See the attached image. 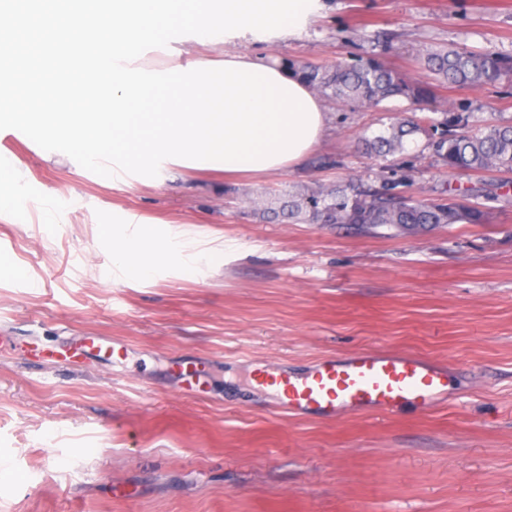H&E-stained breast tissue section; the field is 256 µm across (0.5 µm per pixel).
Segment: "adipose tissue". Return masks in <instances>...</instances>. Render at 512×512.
<instances>
[{
    "label": "adipose tissue",
    "mask_w": 512,
    "mask_h": 512,
    "mask_svg": "<svg viewBox=\"0 0 512 512\" xmlns=\"http://www.w3.org/2000/svg\"><path fill=\"white\" fill-rule=\"evenodd\" d=\"M318 0H112L97 24L115 48L109 59L111 124L95 136L78 121L42 132L45 160L78 162L80 170L153 176L162 164L227 175H268L299 166L326 127L322 104L298 73L270 56L225 53L223 61L194 59L163 69L151 52L174 54L194 32L223 39L260 31L292 34L316 12ZM54 202L26 187L24 166L10 162L0 176V220L23 211L47 223ZM112 275L148 282L168 265L201 278L221 268L223 245L210 246L186 227L117 217L102 239Z\"/></svg>",
    "instance_id": "adipose-tissue-1"
}]
</instances>
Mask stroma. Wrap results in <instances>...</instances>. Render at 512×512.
Instances as JSON below:
<instances>
[{"mask_svg": "<svg viewBox=\"0 0 512 512\" xmlns=\"http://www.w3.org/2000/svg\"><path fill=\"white\" fill-rule=\"evenodd\" d=\"M293 35L223 42L197 35L182 59L262 53L298 65L379 55L417 76L421 48L512 55V0H319ZM326 132L297 168L224 178L172 166L156 180L76 174L15 129L0 154L52 194L56 228L0 222V512H512V173L453 175L410 137L396 162L429 197L495 185L483 224L412 234L381 226L287 224L253 200L286 188L369 180L358 148L403 99L325 100ZM440 111L512 122V77L454 87ZM188 225L223 241V267L196 280L161 270L111 281L101 247L113 211ZM99 337L67 362L31 356ZM361 349L411 352L448 368L434 408L336 420L280 412L261 372H308Z\"/></svg>", "mask_w": 512, "mask_h": 512, "instance_id": "stroma-1", "label": "stroma"}]
</instances>
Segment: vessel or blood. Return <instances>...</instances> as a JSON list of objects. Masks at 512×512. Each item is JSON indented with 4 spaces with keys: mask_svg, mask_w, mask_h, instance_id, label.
<instances>
[{
    "mask_svg": "<svg viewBox=\"0 0 512 512\" xmlns=\"http://www.w3.org/2000/svg\"><path fill=\"white\" fill-rule=\"evenodd\" d=\"M262 383L278 387L286 412L333 420L349 412L403 405L429 409L447 394L448 373L411 353L363 350L341 362L323 359L302 377L270 374Z\"/></svg>",
    "mask_w": 512,
    "mask_h": 512,
    "instance_id": "vessel-or-blood-1",
    "label": "vessel or blood"
}]
</instances>
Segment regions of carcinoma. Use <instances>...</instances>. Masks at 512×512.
Listing matches in <instances>:
<instances>
[{"label":"carcinoma","instance_id":"1","mask_svg":"<svg viewBox=\"0 0 512 512\" xmlns=\"http://www.w3.org/2000/svg\"><path fill=\"white\" fill-rule=\"evenodd\" d=\"M420 67L432 80L404 78L377 57L354 63L319 62L300 74L320 93L342 101L377 106L392 98L411 104L438 102L448 86H482L512 72V57L496 52H475L465 47L426 49L416 54ZM426 134L425 150L450 171L477 175L512 171V124L486 122L470 125L461 113H441L426 125L400 118L383 131L363 138V148L382 159L405 150V137ZM413 175L397 169L383 170L367 185L336 184L284 190L266 199L263 213L307 224H353L374 229L393 227L412 232L437 224H483L487 211L478 203L453 197H426L412 191Z\"/></svg>","mask_w":512,"mask_h":512}]
</instances>
